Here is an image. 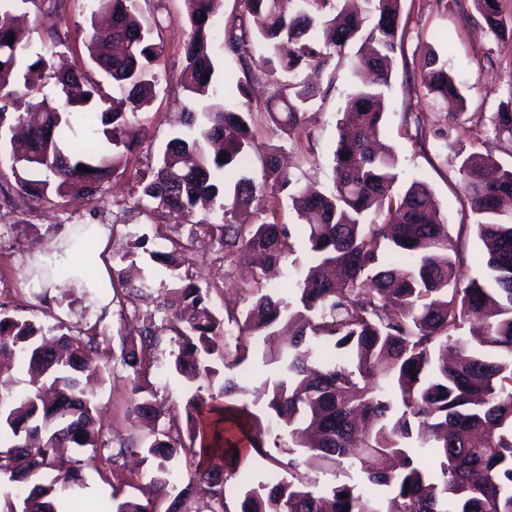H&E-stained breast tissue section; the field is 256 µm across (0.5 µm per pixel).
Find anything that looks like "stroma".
Segmentation results:
<instances>
[{
  "mask_svg": "<svg viewBox=\"0 0 512 512\" xmlns=\"http://www.w3.org/2000/svg\"><path fill=\"white\" fill-rule=\"evenodd\" d=\"M402 19L406 24L402 51L390 88L385 94L386 121L381 140L392 146L398 157L400 184L411 179L425 180L438 201L445 224L455 228L465 217L458 202L461 184L458 167L469 152L478 150L491 154L500 165L512 167V141L496 136L490 119L500 103L512 100V41H502L483 27V21L473 7L472 0H402ZM145 12H157L159 23L154 30L155 41L166 47L164 61L159 69L156 97L141 121L149 129L140 138L137 154L141 162L156 161L171 133L180 125L185 100L177 80L183 65L181 20L185 13L183 0H144ZM15 14L21 15L30 29V50L39 52L51 30L66 32L85 25L88 12L83 0H63L61 8L51 13L37 12L29 0H17ZM435 50L446 60L451 70L466 87L468 99L464 114L449 131L450 145L443 152L433 146L419 148L406 133L405 115L409 112L432 113L436 121H445L449 105L427 98L423 94L420 72L423 57ZM329 91L318 98L308 113L305 130L294 136L271 135L264 120L269 86L249 85V104L255 116L259 140L274 141L284 151V162L301 183L320 187L331 184V149L336 139V112L344 105L352 90L348 69L336 75H322ZM133 166L118 169L102 188L98 201L80 198L60 202L59 205L32 204L19 197H0V305L21 319H35L44 324L63 320L72 326L100 323L106 342L114 354L112 368L101 379L91 381L98 416L106 438L111 440L146 438L145 428L133 424L126 417L129 403L127 368L119 354L123 344L136 337L145 314L153 312L156 301L170 288L167 276L156 274L149 280L146 297L126 306H113L102 312L93 300L87 299L77 288L51 286L32 290L28 261L33 253L50 246L61 233L73 224L104 223L106 211L113 201L127 203L121 223L103 252L107 268L125 267V255L133 253L135 243L144 230L145 219L135 207L136 193L132 190ZM179 232L181 236L195 234L194 250L181 272L207 289L216 308L241 305L244 271L231 257H223L218 244L204 232H191L178 215L168 216L161 234ZM175 349L169 338H162L153 351L149 380L159 402L183 407L186 393L181 377L169 369ZM85 488L76 497V512H94L106 508L112 498L136 495V488L105 484L92 464L82 468Z\"/></svg>",
  "mask_w": 512,
  "mask_h": 512,
  "instance_id": "stroma-1",
  "label": "stroma"
}]
</instances>
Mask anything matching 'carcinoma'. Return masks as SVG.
<instances>
[{
    "label": "carcinoma",
    "instance_id": "obj_1",
    "mask_svg": "<svg viewBox=\"0 0 512 512\" xmlns=\"http://www.w3.org/2000/svg\"><path fill=\"white\" fill-rule=\"evenodd\" d=\"M11 2L0 0V163H9L14 191L32 203L71 194L94 200L137 150L133 121L153 101L164 56L152 38L156 18L139 0H87L91 15L110 19L104 28L77 30L110 81L107 92L86 70L53 67L65 45L56 31L28 60L29 32L13 23ZM183 2L179 86L189 105L156 165L139 175L136 207L152 221L181 213L224 256L246 263L247 305L225 314L211 307L207 293L179 273L191 252L180 238L166 236L167 250L149 252L174 285L121 360L130 369L127 417L162 420L164 428L148 444L115 447L104 440L83 384L112 360L99 324L46 326L0 309V364L33 376L29 389L0 393L7 443L0 475L32 483L26 497L1 499L0 512H60L81 487L82 464L110 481L120 460L136 453L156 464L141 496H112V512H191L188 502L199 495L209 498L210 512H232L230 496L237 512H512V210L503 208L512 201V168L488 177L495 162L480 151L460 163L459 203L474 216L485 264V275L473 277L429 184L397 187V155L379 144L384 90L403 37L401 0H363L364 14L350 7L353 0H240L242 13L219 27L215 0ZM472 2L487 29L503 37L500 0ZM358 42L370 46L369 56L350 54ZM216 45L237 56L247 82L276 88L265 112L273 133L302 128L321 95L300 78L303 70H371V85L356 88L338 112L331 188L300 187L280 166L277 147L256 142L243 83V100L227 107L213 83ZM423 70L428 95L466 106L461 82L435 51ZM411 119L415 144L448 147V126L424 112ZM492 124L512 139V100L500 103ZM256 165L259 176L237 179L220 211L198 216V203L224 192L227 176ZM269 187L301 201L299 223L265 214ZM244 206L255 207L258 222L230 223L227 214ZM297 241L306 261L285 289L270 287L268 271ZM147 281L133 255L112 273L125 302L143 297ZM471 319L480 331L468 335L463 325ZM164 334L178 347L171 372L189 384L208 381L187 398L183 425L148 378V354ZM258 356L273 370L252 388ZM214 358L230 373L209 365ZM67 446L88 458L62 456ZM183 456L181 487L174 469ZM260 460L271 469L255 480ZM303 464L331 479L301 471Z\"/></svg>",
    "mask_w": 512,
    "mask_h": 512
}]
</instances>
